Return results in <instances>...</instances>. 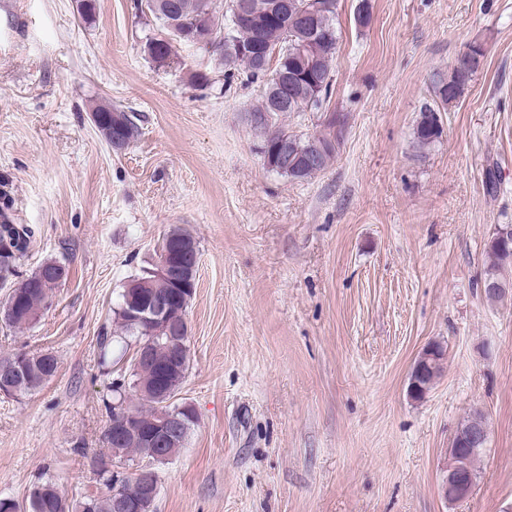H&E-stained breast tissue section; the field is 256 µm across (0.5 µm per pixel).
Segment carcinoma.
I'll use <instances>...</instances> for the list:
<instances>
[{
    "label": "carcinoma",
    "instance_id": "carcinoma-1",
    "mask_svg": "<svg viewBox=\"0 0 512 512\" xmlns=\"http://www.w3.org/2000/svg\"><path fill=\"white\" fill-rule=\"evenodd\" d=\"M246 16L236 17L235 5L237 0H226L224 13H218L213 7V0H154L149 14L160 25V32L167 33L174 28L180 35L169 39L165 44L152 50L154 38L146 40L143 49L145 54L160 65H169L174 62V44L186 43L196 45L201 49H208L213 40L222 43V49L215 50L214 54L220 57V63L230 71L228 77H233L231 71L245 75L251 82H263L264 92L261 102L253 108L255 112H264L268 109L271 96L269 85L273 83L272 74L268 72L259 57L253 54L252 45L256 36H261L265 43L271 47L279 48L275 73L284 75L290 84L289 97L293 98L294 106L288 107L293 111L297 107L311 112L320 111L330 101L331 89L334 82V68L337 31L336 0H319L323 5V14L318 25L317 36L322 40L317 56L316 67L318 72L325 76V81L317 84L303 77L305 66L298 54L299 43L310 32L297 19L308 0H288V24L273 26L267 23L268 11L273 8L276 0H247ZM486 55V49L481 44H471L458 59L448 76H439L433 81L434 104H426L420 110V117L415 127V139L422 147H428L437 142L443 133L440 113L447 110L448 105L456 102L463 94L465 88L473 80L480 69ZM263 142L271 147L285 135L292 136L301 147H306L309 139L318 137L324 140L331 134V126L319 128L313 134H304L294 131L285 125L273 124L261 129ZM336 157V148L330 149L326 160L318 167H308L299 164L297 169L285 173V177L292 181H302L317 173L326 170L332 165ZM28 232L24 228H17L10 223L9 217L0 213V278L7 279L15 273V263L24 255L29 245ZM57 261H47L35 271L11 286L8 299H17L23 304V312L16 318L5 322V326L16 330L32 326L39 318L41 309L46 304L54 279L50 269ZM512 266V242L502 239L501 231L491 237L486 248V263L481 287H486L491 281L500 283V289L486 295L490 301L498 300L512 288V278L506 275L508 267ZM175 291L174 285L156 278L149 272L147 275L131 280L123 289L119 309L115 311V320L119 330L126 336L146 338L153 344L156 357L167 360L170 339L166 335L146 336L140 329L131 325L124 306L129 300H137L144 295L166 294ZM33 359H46L48 366L40 368L35 363L28 364V372L16 382L17 393L22 394L34 390L49 381L57 371V359L51 353H33ZM444 350H439L437 359L424 366L422 376L418 378V386L410 392L418 397L423 389L432 385L442 369ZM188 368L170 373L165 378V390L168 395H176L186 378ZM134 381L146 387L157 382L155 371L147 364L133 368ZM126 409L133 410L142 416V421L148 423L150 418L165 411L158 400H148L141 405H128ZM108 420L103 430V441L106 451L100 453L93 461V467L99 481L107 488L108 493L91 501L86 499L71 503V512H112V491L131 497L142 493L141 485L127 476L114 485L112 478V459L122 458L131 453L140 454L142 449L130 440L122 448L112 447V423L116 415L112 407H107Z\"/></svg>",
    "mask_w": 512,
    "mask_h": 512
}]
</instances>
